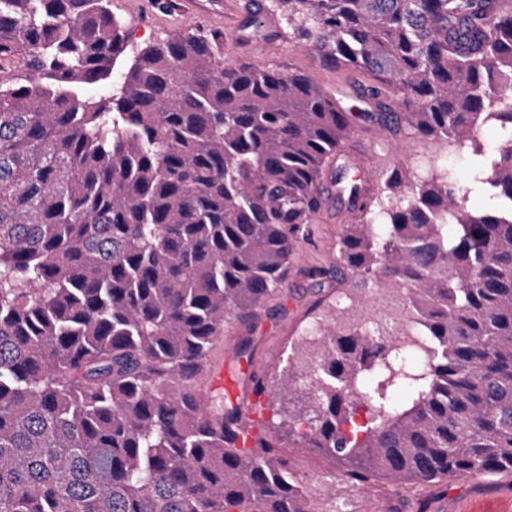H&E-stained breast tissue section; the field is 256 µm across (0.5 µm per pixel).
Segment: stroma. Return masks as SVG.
Segmentation results:
<instances>
[{
    "instance_id": "1",
    "label": "stroma",
    "mask_w": 512,
    "mask_h": 512,
    "mask_svg": "<svg viewBox=\"0 0 512 512\" xmlns=\"http://www.w3.org/2000/svg\"><path fill=\"white\" fill-rule=\"evenodd\" d=\"M258 2L261 18H272L282 36L266 47L253 41L236 48L232 38L224 40V61L228 64L258 65L268 70H296L310 75L318 84L338 93L343 107L355 108L358 116L346 148L356 150L361 165L352 174L370 192H378V171L385 165H400L424 174L432 167L452 164L465 168V159L449 155L447 145L419 138L409 130L390 133L369 114L368 107L351 96L352 88L368 84V77L324 64L294 39L285 38L287 24L272 0ZM112 10L122 22L131 47L145 46L186 29L185 21L174 15L154 19L137 10V0H113ZM350 219L345 195L332 192L322 196L313 216L310 239L302 243L288 262V278L267 302L245 320L229 319L224 334L208 362L210 371L202 380L204 393L218 394L216 371L236 375L241 397L251 391L250 375L267 373L272 384L294 378L304 371L296 362V348L303 342L306 328L326 318L338 298L364 302L378 290L371 282L351 274H336L339 265L337 244ZM315 269L329 270V277L316 280ZM287 454L294 472L314 502L317 512H512V475H479L466 482H438L420 486L396 487L376 478L367 488L330 494L343 474L342 461L324 456L314 448H291Z\"/></svg>"
}]
</instances>
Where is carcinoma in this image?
<instances>
[{
	"instance_id": "carcinoma-1",
	"label": "carcinoma",
	"mask_w": 512,
	"mask_h": 512,
	"mask_svg": "<svg viewBox=\"0 0 512 512\" xmlns=\"http://www.w3.org/2000/svg\"><path fill=\"white\" fill-rule=\"evenodd\" d=\"M112 0H0V512H315L280 452L198 380L275 293L355 113L310 76L224 63L191 27L133 52ZM288 35L371 77L376 120L467 159L384 197L340 260L405 290L418 364L328 325L297 448L339 487L512 473V0H275ZM496 122L495 144L478 138ZM470 184L491 211L472 214ZM367 426L346 431L356 408Z\"/></svg>"
}]
</instances>
